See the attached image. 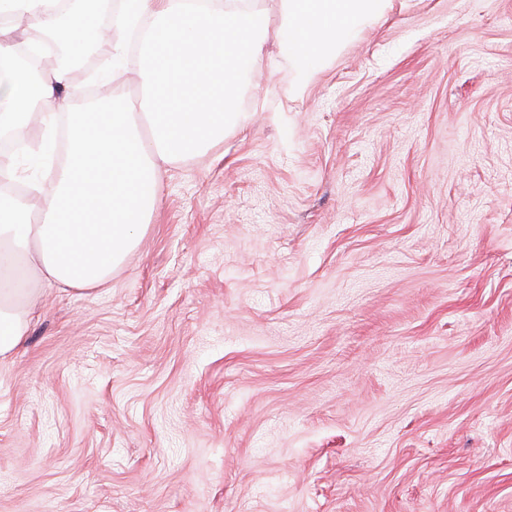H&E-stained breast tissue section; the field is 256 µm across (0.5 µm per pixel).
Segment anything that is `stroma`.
I'll use <instances>...</instances> for the list:
<instances>
[{
	"label": "stroma",
	"instance_id": "obj_1",
	"mask_svg": "<svg viewBox=\"0 0 512 512\" xmlns=\"http://www.w3.org/2000/svg\"><path fill=\"white\" fill-rule=\"evenodd\" d=\"M162 165L0 364V512H512V0H393Z\"/></svg>",
	"mask_w": 512,
	"mask_h": 512
}]
</instances>
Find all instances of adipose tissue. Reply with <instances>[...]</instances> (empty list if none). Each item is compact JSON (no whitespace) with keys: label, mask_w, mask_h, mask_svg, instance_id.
<instances>
[{"label":"adipose tissue","mask_w":512,"mask_h":512,"mask_svg":"<svg viewBox=\"0 0 512 512\" xmlns=\"http://www.w3.org/2000/svg\"><path fill=\"white\" fill-rule=\"evenodd\" d=\"M96 0H0V135L24 138L31 118L41 137L29 149L47 166L24 196L0 191V363L24 343L37 306L36 281L74 290L105 285L149 224L160 166L206 150L224 136L241 84L268 37L281 57L307 73L337 46L380 17L391 0H280L281 21L237 0H122L103 27ZM25 21L32 48L54 40L64 64L38 77L21 65L12 36ZM144 49L138 69L149 107H73L70 63L109 44L110 73L127 69L130 34Z\"/></svg>","instance_id":"adipose-tissue-1"}]
</instances>
